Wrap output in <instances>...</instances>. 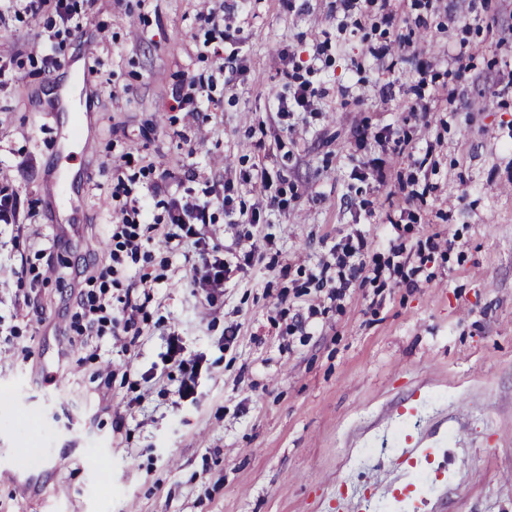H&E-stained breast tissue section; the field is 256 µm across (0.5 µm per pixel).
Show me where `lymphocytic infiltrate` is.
Here are the masks:
<instances>
[{
  "label": "lymphocytic infiltrate",
  "mask_w": 512,
  "mask_h": 512,
  "mask_svg": "<svg viewBox=\"0 0 512 512\" xmlns=\"http://www.w3.org/2000/svg\"><path fill=\"white\" fill-rule=\"evenodd\" d=\"M15 11L26 13L33 18H47L50 27H74V13L70 0H7ZM156 198L163 208L166 228L163 241L169 249H177L187 238L192 225H207L212 221L210 205L206 202H193L180 198L169 185L166 178H159L148 188L146 197L131 196L124 181H117L112 189L115 210L121 215L119 224L112 227V247L109 251V263L103 267L92 268L89 279L100 280L97 293L89 296L76 295L75 303L80 310L82 323L77 329L81 336H117L118 332L137 331L138 320L143 306L138 300L139 294H150L154 280L149 273H142L138 279L122 283L127 261L137 260L143 254L151 237L145 236L141 226L149 221V198ZM196 254L190 257L189 273L193 286L205 290L208 298L223 294L224 286L234 279L242 263L251 262L253 251H246L242 262L235 263L220 255L219 247L209 245L205 238L195 241ZM339 269L336 285L331 289L330 298L342 299L352 282L370 268L368 255L363 246L345 241L332 248ZM124 285L125 293L120 299V310L112 308V286ZM167 361L181 375L178 395L186 400L197 397L198 380L203 369L200 356L185 353L181 336L169 334L167 339Z\"/></svg>",
  "instance_id": "lymphocytic-infiltrate-1"
}]
</instances>
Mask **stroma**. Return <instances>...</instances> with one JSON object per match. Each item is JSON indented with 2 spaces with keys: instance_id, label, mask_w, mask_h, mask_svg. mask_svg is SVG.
Returning a JSON list of instances; mask_svg holds the SVG:
<instances>
[{
  "instance_id": "stroma-1",
  "label": "stroma",
  "mask_w": 512,
  "mask_h": 512,
  "mask_svg": "<svg viewBox=\"0 0 512 512\" xmlns=\"http://www.w3.org/2000/svg\"><path fill=\"white\" fill-rule=\"evenodd\" d=\"M80 28L38 40L31 16L0 29V183L35 219L0 224V512H512V5L413 0L402 48L368 7L358 23L335 0H254L230 19L244 67L232 83L199 13L216 0H71ZM313 66L329 97L283 116L281 50ZM57 52L89 85L84 138L61 152L63 115L45 100ZM213 80L206 119L177 108L181 81ZM438 104L423 114L419 79ZM390 83V97L381 86ZM393 125L403 153L357 128ZM433 147L440 165L415 161ZM379 159L385 180L351 176ZM267 166L285 212L233 224L213 187L246 186ZM69 168L71 221L48 188ZM134 196L167 173L210 201L204 229L223 249L259 247L255 266L209 302L192 286V240L128 275H158L130 352L64 334L104 264L117 218L112 172ZM425 192L417 223L392 227L393 205ZM360 233L379 261L389 237L413 249L402 276L357 281L331 301L337 240ZM58 238L52 253L38 237ZM64 271L57 280L50 267ZM23 268L25 279L15 270ZM236 326L234 341L225 329ZM176 331L209 366L181 399L163 359ZM111 374L109 387L100 375ZM112 446L100 453L101 443Z\"/></svg>"
}]
</instances>
